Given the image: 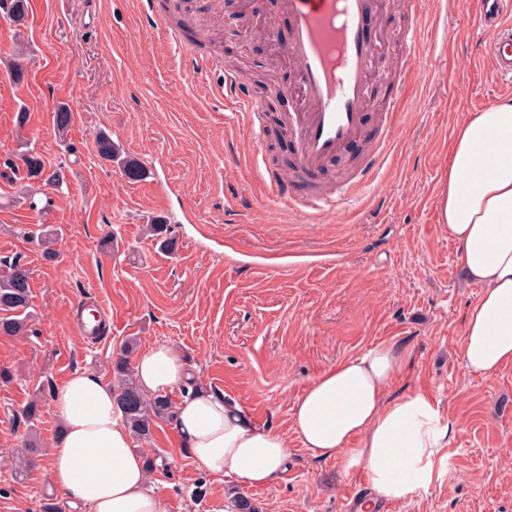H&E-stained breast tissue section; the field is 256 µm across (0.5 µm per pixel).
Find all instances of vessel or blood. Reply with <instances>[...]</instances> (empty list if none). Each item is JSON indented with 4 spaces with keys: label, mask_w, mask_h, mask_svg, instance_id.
<instances>
[{
    "label": "vessel or blood",
    "mask_w": 512,
    "mask_h": 512,
    "mask_svg": "<svg viewBox=\"0 0 512 512\" xmlns=\"http://www.w3.org/2000/svg\"><path fill=\"white\" fill-rule=\"evenodd\" d=\"M293 19L289 60L294 72L292 93L304 109L288 115L297 180L267 166L261 174L267 189L297 211L311 215L341 209L356 200L381 167L395 140L405 92L418 71L415 65L417 25L401 30L395 42L393 90L386 100L376 140H368L364 108L374 71L378 44L374 29L382 14L381 0H283ZM475 25L483 34L480 58L489 61L500 84L512 86V0H476ZM214 70L224 73V96L238 108L248 129L260 133L262 113L248 82L237 72L223 70L218 55H210ZM367 142L359 170L350 180L325 186L313 177L346 147Z\"/></svg>",
    "instance_id": "vessel-or-blood-1"
}]
</instances>
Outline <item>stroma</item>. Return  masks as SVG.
Wrapping results in <instances>:
<instances>
[{"label": "stroma", "instance_id": "obj_1", "mask_svg": "<svg viewBox=\"0 0 512 512\" xmlns=\"http://www.w3.org/2000/svg\"><path fill=\"white\" fill-rule=\"evenodd\" d=\"M24 28L0 9V261L31 272L32 316L23 336H0V512H41L55 496L47 451L61 422L52 392L77 370L110 375L120 345L168 343L193 377L170 395L180 402L203 384L257 423L290 432V408L338 361L381 342L410 354L389 393L421 391L450 425L441 476L400 512H512V364L491 376L468 372L459 349L480 293L440 222L441 177L459 125L501 95L487 62L448 54V32L475 23L469 0H420L430 35L419 48L391 153L373 189L338 214L289 213L259 178L260 161L291 156L273 125L251 134L221 91L222 79L192 65L164 29L144 24L145 0H28ZM200 0L201 26H220L224 50L263 70L275 59L271 34L289 33L279 0H268L261 39ZM23 61L24 81L11 68ZM466 92H459V85ZM66 104L73 123H53ZM26 113L18 125V113ZM110 133L141 164L128 178L98 148ZM62 169L59 186L27 182L20 147ZM166 221L172 250L146 236ZM58 232L45 260L40 236ZM118 247L103 249L104 238ZM94 296L108 327L79 336L75 300ZM39 400L45 450L15 477L25 428L16 415ZM134 448L154 459L150 485L165 512H229L242 494L266 512H357L369 490L342 460L316 461L294 448L286 471L265 487L208 473L181 443L174 422Z\"/></svg>", "mask_w": 512, "mask_h": 512}]
</instances>
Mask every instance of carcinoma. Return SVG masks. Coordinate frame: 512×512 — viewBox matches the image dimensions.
Masks as SVG:
<instances>
[{
	"instance_id": "cac0c4a2",
	"label": "carcinoma",
	"mask_w": 512,
	"mask_h": 512,
	"mask_svg": "<svg viewBox=\"0 0 512 512\" xmlns=\"http://www.w3.org/2000/svg\"><path fill=\"white\" fill-rule=\"evenodd\" d=\"M4 7L11 14L16 26L25 24L27 16V0H10L4 3ZM163 8L179 15L178 24L184 28L185 35L190 40L202 44L198 33L193 28L184 25V21L191 18L194 4L191 0H165ZM277 74L273 70H267L252 75V82L256 92L268 94L277 88ZM72 123V113L69 107L62 104L54 112V126L60 136H65ZM20 160L26 170L29 180L40 181L44 185L58 186L65 175L59 168L49 169L42 157L36 153L25 151L20 155ZM148 233L157 241L164 250L173 248L172 239L168 238V225L161 219L147 225ZM30 284L29 270L21 262H3L0 265V335L17 336L25 328L30 318L27 312L29 307ZM136 347V341L128 339L120 347L119 356L111 363V371L117 386L118 401L123 410L127 423L135 438L147 440L152 437L153 427L161 421L173 419L174 406L169 397L157 396L145 399L139 392L129 356ZM40 408L35 402L30 403L17 416L18 421L26 426V443L24 453L19 456L17 470L24 474L34 462V456L41 452L40 440L37 437L35 422L39 420Z\"/></svg>"
}]
</instances>
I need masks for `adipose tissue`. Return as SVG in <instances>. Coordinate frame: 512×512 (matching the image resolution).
I'll return each instance as SVG.
<instances>
[{
    "instance_id": "ef3b65f1",
    "label": "adipose tissue",
    "mask_w": 512,
    "mask_h": 512,
    "mask_svg": "<svg viewBox=\"0 0 512 512\" xmlns=\"http://www.w3.org/2000/svg\"><path fill=\"white\" fill-rule=\"evenodd\" d=\"M438 207L468 278L480 288L466 316L462 363L468 372L492 375L512 364V100L460 126ZM408 361L404 349L383 342L324 370L294 402L289 436L203 386L178 404L175 426L201 466L252 487L274 482L294 445L315 460L343 459L347 468L361 469L372 491L365 508L373 512L381 501H411L441 476L449 427L438 402L422 392L387 393ZM132 367L148 399L191 378L179 351L166 343L147 348ZM52 405L63 426L50 450V476L70 505L164 512L112 381L75 372L56 388Z\"/></svg>"
}]
</instances>
